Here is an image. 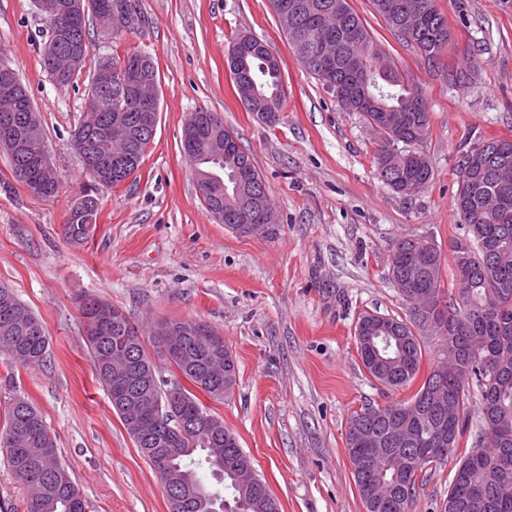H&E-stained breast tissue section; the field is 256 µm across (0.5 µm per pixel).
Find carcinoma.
<instances>
[{
	"label": "carcinoma",
	"mask_w": 512,
	"mask_h": 512,
	"mask_svg": "<svg viewBox=\"0 0 512 512\" xmlns=\"http://www.w3.org/2000/svg\"><path fill=\"white\" fill-rule=\"evenodd\" d=\"M376 12L389 28L413 43L421 57L431 66L441 64L447 51L448 17L438 0H372ZM270 6L289 42H295V31L308 40V46L321 37L320 28L328 19L334 25L327 32L328 47L336 57L337 68L332 79L322 76L309 63L305 52L293 49L299 62L333 94L339 106L358 113L379 137L375 151L378 179L392 192L405 198L418 193L431 180L432 166L427 156L414 149L429 128L430 114L424 94L412 84L398 65L368 31L349 0H270ZM112 63L128 61L142 65L145 75L159 83L158 71L151 57L144 53L114 54ZM229 70L243 103L252 93L255 112L281 111L284 94L281 69L269 45L259 38L251 39L247 52L229 62ZM448 81L458 87H469L478 76L477 62L467 59L464 66L447 71ZM76 151L84 146L102 152L100 138L79 125L72 135ZM153 137L139 129H131L127 155L135 166L123 175L127 179L141 165ZM212 138H203L190 146L181 142L194 173L212 169ZM244 171L240 183L243 200L263 199L273 210L265 182L251 157L237 149L224 154V178L236 182L238 171ZM456 184L470 180L466 194H454V206L464 233L454 241L464 249L469 274L455 267L454 293L444 297L441 248L429 235H409L398 239L392 247L388 278L408 305L410 314L401 316L361 313L356 335L373 336L384 325L395 339L383 344L379 354L359 341L357 353L367 373L380 385L397 390L411 384L421 369V340L428 324L417 312V292L424 290L435 298V306L427 315L435 320L437 364L434 365L416 393L407 401L383 407H365L354 412L346 430V451L353 478L366 512H413L418 478L427 467H441L448 457L440 456L452 438L460 444L463 438L471 444L481 443L484 453L473 457L469 452L459 458L448 485L443 512H512V181L502 185L484 172L464 175L456 168ZM106 186L88 180L80 193L86 195L90 207L70 212L65 234L73 242L88 235V226L96 223L99 195ZM495 242L503 252L494 259L486 245ZM490 311L481 323L476 346L469 336L447 328L448 319H456L470 311ZM120 336H136L135 356L149 357L147 343L140 327L132 322L117 332L109 327L94 344L88 345L95 370L112 371V355L125 348ZM7 346L9 359L28 367L43 364L49 355V340L35 312L14 291L0 284V347ZM208 349L199 340L187 343L179 357L170 363L183 373L197 390L211 395L202 386L200 375L206 369ZM444 397L454 403L457 414L450 418L437 405ZM476 403L479 420L471 419V403ZM181 419H194L200 414L215 417L195 393L182 388L177 399ZM230 447L210 445L202 439L188 440L172 449L169 471L180 485L201 489L194 512H212L211 492L197 477L194 455L204 453L214 458L216 451L224 455L249 459L238 437L225 430ZM377 438L387 448L386 458L377 467L370 463L371 440ZM6 444V461L16 479L27 488L26 512H88L89 503L72 481L58 458L56 439L37 408L24 398L15 399L7 410L0 442ZM508 457L509 473L502 477L496 461ZM224 501L228 512L238 503L248 505V512H280L277 499L267 495L268 486L243 488L235 484L230 471L222 472Z\"/></svg>",
	"instance_id": "1"
}]
</instances>
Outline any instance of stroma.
Returning <instances> with one entry per match:
<instances>
[{
	"mask_svg": "<svg viewBox=\"0 0 512 512\" xmlns=\"http://www.w3.org/2000/svg\"><path fill=\"white\" fill-rule=\"evenodd\" d=\"M375 40L421 88L431 115L419 145L433 169L405 198L374 174L376 135L298 61L268 0H137L146 23L119 43L91 32L81 75L56 85L45 70L48 28L34 0H0V58L19 73L41 117L62 184L31 194L0 153V282L39 316L47 361L23 368L0 353V422L30 400L57 438L59 459L92 512H169L160 477L135 447L95 373L80 306L96 297L142 329L162 319H202L228 343L236 382L205 406L234 431L281 512H365L345 450L350 414L410 399L386 390L355 347L360 312L406 316L388 279L394 242L429 235L451 288L456 165L487 138L512 140V0H438L451 44L442 59L474 55L473 88L449 85L418 49L389 29L371 0H349ZM266 41L286 101L275 122L247 111L227 66L240 32ZM140 49L159 71L156 133L138 171L104 192L86 239L64 231L85 180L72 134L100 59ZM204 109L233 129L263 177L278 215L271 237L242 236L204 207L181 148L185 123ZM453 465L426 470L414 512H441Z\"/></svg>",
	"mask_w": 512,
	"mask_h": 512,
	"instance_id": "stroma-1",
	"label": "stroma"
}]
</instances>
